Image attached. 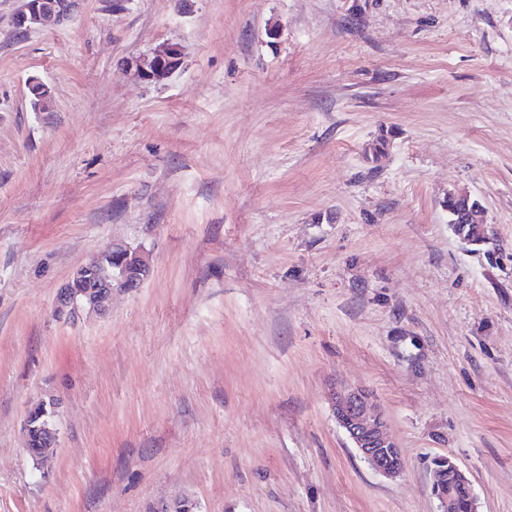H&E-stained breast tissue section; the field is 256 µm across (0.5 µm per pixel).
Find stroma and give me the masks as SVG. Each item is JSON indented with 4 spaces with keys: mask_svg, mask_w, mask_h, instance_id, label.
Returning <instances> with one entry per match:
<instances>
[{
    "mask_svg": "<svg viewBox=\"0 0 512 512\" xmlns=\"http://www.w3.org/2000/svg\"><path fill=\"white\" fill-rule=\"evenodd\" d=\"M71 3L22 32L0 0V512H439L442 455L512 512V0ZM111 244L149 276L56 316ZM336 386L377 396L399 477ZM183 49L178 45H169L154 54L152 70L146 65L141 70L147 80H160L178 68L183 58ZM460 201L457 200L455 202L454 197L448 196V222L451 224V222L454 219V224H467L459 226L458 232L460 234H463L464 237H472L471 239V245L473 246H482L487 243V235L484 225H481V216L476 214L475 211L477 210V213L483 212L482 205L480 202L476 199L469 198L468 206H460L455 211V218L452 214V211L455 210L456 207L459 206ZM472 210H471V209ZM453 224V226H454ZM470 224H477L478 226H482L481 229L478 230L477 225H470ZM473 229H475L473 231ZM332 410L337 425L373 471L386 478L403 472L401 450L389 437L387 421L372 393L362 388L336 390ZM49 406V408L47 407V405ZM32 415H34L33 417V425L34 426H42V425H47L49 427H43V432H42V438H43V442H44V446H45V452L44 454L40 457L41 462L38 464V466H44L46 465L51 457H52V453L54 452V448L57 447V440H58V437H57V431L54 428H50L54 425V420H53V417H52V404L50 403V401L47 403V402H42L40 404H38L37 406H35L32 411H31ZM43 413H46L45 415L41 416Z\"/></svg>",
    "mask_w": 512,
    "mask_h": 512,
    "instance_id": "stroma-1",
    "label": "stroma"
}]
</instances>
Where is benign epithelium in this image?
<instances>
[{"label":"benign epithelium","instance_id":"7a95c632","mask_svg":"<svg viewBox=\"0 0 512 512\" xmlns=\"http://www.w3.org/2000/svg\"><path fill=\"white\" fill-rule=\"evenodd\" d=\"M62 6L60 0H22L15 25L21 30H30L57 24L61 21ZM154 57L152 68L141 70L147 80H160L178 68L183 49L178 45H169L156 52ZM126 252L127 249L113 244L103 252V256L77 269L73 278L87 279L86 288L80 291L63 288L57 294L56 309L73 316L84 309L106 312L112 305V272L115 268L126 287H137L149 272L143 258H138V275L134 278L129 277L126 269L120 265H105V256L117 257ZM332 410L337 425L373 471L386 478H395L403 472L405 461L401 450L389 437L387 421L372 393L362 388L337 390L332 395ZM42 438L45 452L40 465L44 466L57 447L56 429L43 428Z\"/></svg>","mask_w":512,"mask_h":512}]
</instances>
